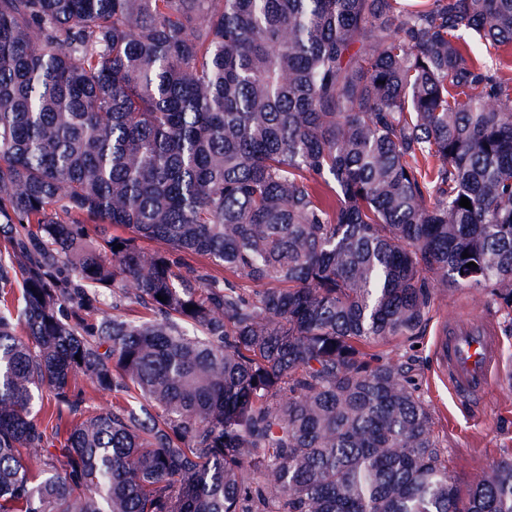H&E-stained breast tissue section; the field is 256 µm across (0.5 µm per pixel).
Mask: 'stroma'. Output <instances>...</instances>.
Wrapping results in <instances>:
<instances>
[{"label":"stroma","instance_id":"35a3bbf8","mask_svg":"<svg viewBox=\"0 0 512 512\" xmlns=\"http://www.w3.org/2000/svg\"><path fill=\"white\" fill-rule=\"evenodd\" d=\"M467 312L482 318L494 317L503 345L502 373L494 380L483 406L459 403L440 378L434 357L436 323L415 337L410 355L418 393L428 406L433 428L448 452V470L460 487H468L488 474L495 462L512 451V324L485 291L458 288L438 296L437 314Z\"/></svg>","mask_w":512,"mask_h":512}]
</instances>
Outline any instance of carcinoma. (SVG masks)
<instances>
[{
	"label": "carcinoma",
	"mask_w": 512,
	"mask_h": 512,
	"mask_svg": "<svg viewBox=\"0 0 512 512\" xmlns=\"http://www.w3.org/2000/svg\"><path fill=\"white\" fill-rule=\"evenodd\" d=\"M475 38L512 0H0V512H512L405 349L438 290L512 315Z\"/></svg>",
	"instance_id": "cac0c4a2"
}]
</instances>
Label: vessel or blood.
I'll return each mask as SVG.
<instances>
[{"mask_svg": "<svg viewBox=\"0 0 512 512\" xmlns=\"http://www.w3.org/2000/svg\"><path fill=\"white\" fill-rule=\"evenodd\" d=\"M437 358L457 398L476 400L489 388L502 362L495 322L449 317L436 341Z\"/></svg>", "mask_w": 512, "mask_h": 512, "instance_id": "b4317fda", "label": "vessel or blood"}]
</instances>
